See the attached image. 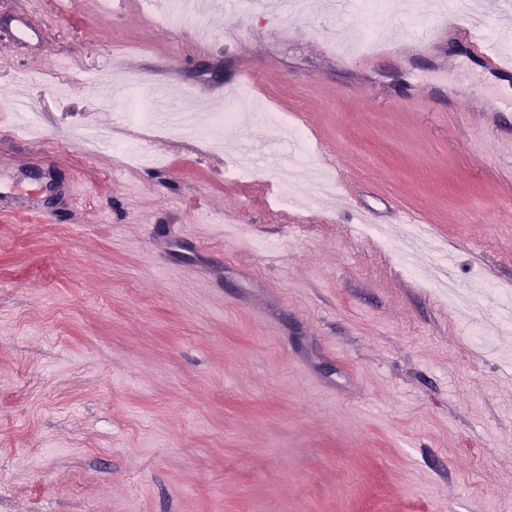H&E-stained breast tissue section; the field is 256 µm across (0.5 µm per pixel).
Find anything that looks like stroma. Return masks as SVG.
Returning <instances> with one entry per match:
<instances>
[{"label": "stroma", "instance_id": "stroma-1", "mask_svg": "<svg viewBox=\"0 0 512 512\" xmlns=\"http://www.w3.org/2000/svg\"><path fill=\"white\" fill-rule=\"evenodd\" d=\"M24 6L38 37L15 31ZM203 20L200 43L149 0H0V183L19 197L0 210V512H512V325L493 349L466 326L512 290V96L460 38L362 60L361 34L401 27L359 8ZM109 63L185 100L254 67L287 169L229 165L259 136L248 105L202 144L158 125L160 165L88 151L136 134L90 80ZM325 165L348 199L331 213ZM403 211L445 243L469 317L404 270L427 247Z\"/></svg>", "mask_w": 512, "mask_h": 512}]
</instances>
